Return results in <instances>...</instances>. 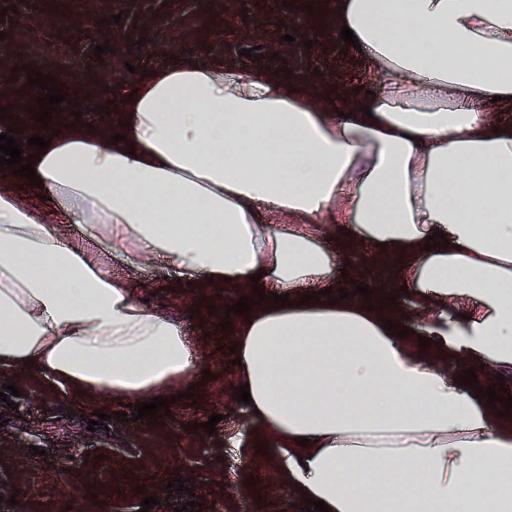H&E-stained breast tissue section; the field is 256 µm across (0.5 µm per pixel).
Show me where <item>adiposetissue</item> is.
I'll return each mask as SVG.
<instances>
[{"label": "adipose tissue", "instance_id": "1", "mask_svg": "<svg viewBox=\"0 0 512 512\" xmlns=\"http://www.w3.org/2000/svg\"><path fill=\"white\" fill-rule=\"evenodd\" d=\"M331 21L378 78L350 118L268 72L182 60L123 100L122 141L61 128L33 163L38 208L0 189V370L167 394L203 354L113 261H159L217 295L253 296L260 272L289 303L265 296L233 341L286 487L330 512H512V417L440 367L512 373V128L485 108L512 106V0H336ZM327 217L352 233L334 257L312 229ZM436 232L448 247L425 251ZM357 246L420 298L426 347L385 329L394 307L369 309L388 289L324 297Z\"/></svg>", "mask_w": 512, "mask_h": 512}]
</instances>
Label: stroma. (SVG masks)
<instances>
[{
	"label": "stroma",
	"mask_w": 512,
	"mask_h": 512,
	"mask_svg": "<svg viewBox=\"0 0 512 512\" xmlns=\"http://www.w3.org/2000/svg\"><path fill=\"white\" fill-rule=\"evenodd\" d=\"M224 2L0 0V80L33 100L42 91L28 87V72H42L68 94L53 123L105 126L115 135V96L131 92L142 73L180 59L278 74L320 107H341L351 95L365 102L376 90L373 63L341 40L327 19L328 0H241L230 13ZM286 34L295 51L272 56ZM108 41L112 51L95 56L94 47ZM112 274L132 280L138 299L178 320L210 376L194 374L192 397L178 399L169 416L127 422L117 417L124 403L74 395L31 369L0 374V385L21 392L14 406L0 407V512H140L149 496L159 500L149 512H180L192 496L202 512H305L281 483L265 440H236L248 412L233 338L221 328L232 294L175 282L156 263H116ZM99 411L107 424L89 427ZM213 415L219 421L209 434L202 424ZM175 480L183 491L168 493Z\"/></svg>",
	"instance_id": "stroma-1"
}]
</instances>
